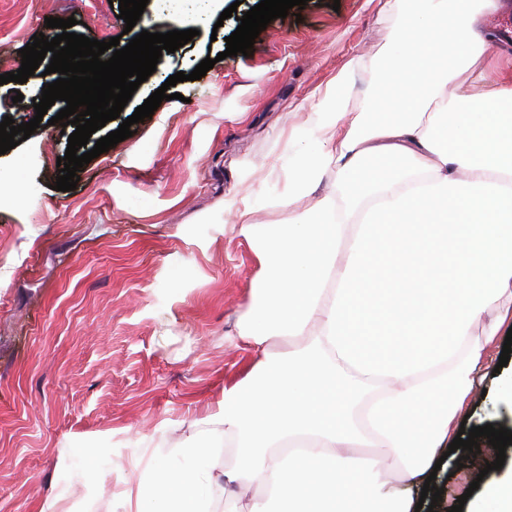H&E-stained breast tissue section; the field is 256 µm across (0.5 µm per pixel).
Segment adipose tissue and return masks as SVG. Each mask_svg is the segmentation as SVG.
Masks as SVG:
<instances>
[{"mask_svg":"<svg viewBox=\"0 0 512 512\" xmlns=\"http://www.w3.org/2000/svg\"><path fill=\"white\" fill-rule=\"evenodd\" d=\"M400 2L380 55L351 60L289 139V198L329 173L331 189L284 224L225 200L258 264L235 334L254 359L140 471L135 512H210L223 488L225 512H417L402 484H424L455 439L512 328V71L448 93L500 55L479 29L496 0ZM363 68L355 104L345 88ZM311 326L309 346L272 351ZM511 59L496 60L493 58H481L467 71L462 72L459 77L447 87L448 92L470 91L483 92L493 88V85L486 80H481L480 75H488L489 70L493 67L512 66Z\"/></svg>","mask_w":512,"mask_h":512,"instance_id":"ef3b65f1","label":"adipose tissue"}]
</instances>
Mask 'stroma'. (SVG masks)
<instances>
[{
  "label": "stroma",
  "instance_id": "stroma-1",
  "mask_svg": "<svg viewBox=\"0 0 512 512\" xmlns=\"http://www.w3.org/2000/svg\"><path fill=\"white\" fill-rule=\"evenodd\" d=\"M225 0H149L135 32H166L174 11L208 17L199 36L163 53L124 107L138 106L177 72L223 53L205 76L177 83L132 137L79 169L75 190H55L58 156L73 126L43 125L0 154V512H41L65 494L75 512H124L121 492L146 451H170L224 382L250 364L225 343L258 265L224 212L250 196L257 224H282L292 208L288 137L315 111L327 82L349 61L381 50L398 20L395 0H306L256 38L250 56H225L236 18ZM108 0H0V75L21 66V48L45 20L75 17L74 33L128 44ZM512 361L484 381L467 426L512 430L501 384ZM73 448L89 469L64 474ZM451 453L434 484L432 512H450L494 462Z\"/></svg>",
  "mask_w": 512,
  "mask_h": 512
}]
</instances>
